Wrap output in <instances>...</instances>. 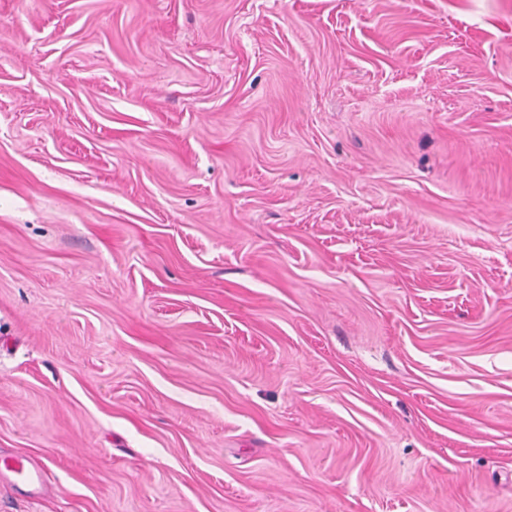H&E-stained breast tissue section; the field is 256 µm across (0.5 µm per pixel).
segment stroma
Here are the masks:
<instances>
[{
	"label": "stroma",
	"instance_id": "1",
	"mask_svg": "<svg viewBox=\"0 0 512 512\" xmlns=\"http://www.w3.org/2000/svg\"><path fill=\"white\" fill-rule=\"evenodd\" d=\"M0 512H512V0H0Z\"/></svg>",
	"mask_w": 512,
	"mask_h": 512
}]
</instances>
